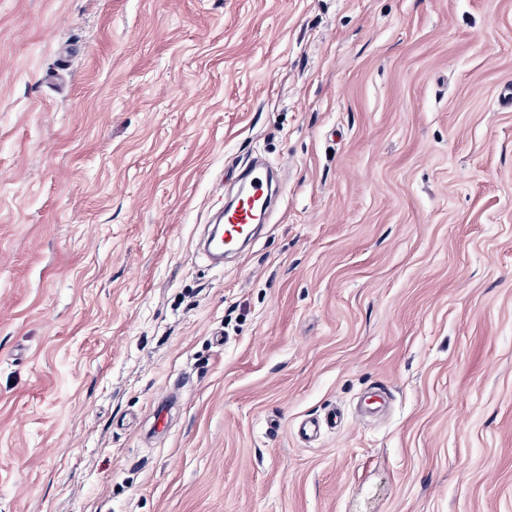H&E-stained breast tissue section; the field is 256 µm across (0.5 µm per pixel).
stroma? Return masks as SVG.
<instances>
[{"label": "stroma", "instance_id": "35a3bbf8", "mask_svg": "<svg viewBox=\"0 0 512 512\" xmlns=\"http://www.w3.org/2000/svg\"><path fill=\"white\" fill-rule=\"evenodd\" d=\"M511 84L512 0H0V512H512ZM247 194L241 195L237 203L224 210L223 228L210 245L206 242V253L213 260H221L224 252L234 249L240 241L252 234L256 224H264L269 204V180L266 172L254 168L245 176Z\"/></svg>", "mask_w": 512, "mask_h": 512}]
</instances>
